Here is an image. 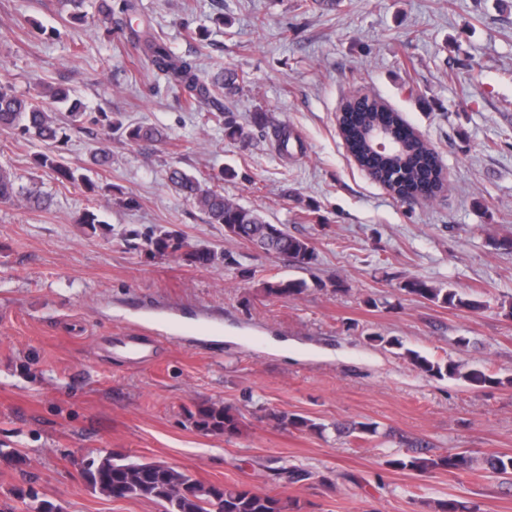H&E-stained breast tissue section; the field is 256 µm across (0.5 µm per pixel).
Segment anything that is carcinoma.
I'll return each mask as SVG.
<instances>
[{"instance_id":"obj_1","label":"carcinoma","mask_w":512,"mask_h":512,"mask_svg":"<svg viewBox=\"0 0 512 512\" xmlns=\"http://www.w3.org/2000/svg\"><path fill=\"white\" fill-rule=\"evenodd\" d=\"M144 55L151 66L164 75L168 84L181 92L185 103L196 106L207 102L216 111V118L224 120V137L230 140L246 136L235 116L224 111L219 95L233 96L245 82V76L233 69L221 71L211 82L200 79L195 60L175 55L162 40L147 37L142 43ZM57 104L67 105L66 123L58 122L54 108ZM397 113L387 111L385 103L374 95H365L362 106L349 111L345 119L348 137L358 141L364 128L385 119L392 124ZM99 128L106 137L112 131H121V136L130 145L156 142L164 138L163 132L149 124L136 123L126 127L112 119V113L88 112L70 91L63 87L43 84L37 94L25 97L17 94L9 81L0 79V129L10 130L24 140H35L45 150L33 157V164L56 174L61 183H68L84 189V193L97 196L101 190L112 191V186H100L88 175L89 169L71 167L63 161L61 145L68 140V130L83 129L85 125ZM378 179L389 188H398L402 193L409 189L422 191L430 186L440 187L441 168L438 159L418 139L409 141L407 149L395 157H365ZM168 181L172 188L192 201L203 212L209 224L224 225L225 233L232 239L250 243L259 241L267 253L282 257L296 266L307 267L315 260V253L309 241L288 233V230L269 223L262 213L253 208L243 207L207 184L206 180L178 168L169 171ZM21 200L31 210H43L47 200L41 193L16 183V177L0 167V202ZM150 253H168L195 265H210L218 259L215 251H203L191 246L186 237L168 232L146 239ZM307 283L300 279L280 278L269 281L265 292L269 296L294 298L302 294ZM410 295L424 298L436 304L464 307L476 310L482 303L467 300L453 290L446 292L435 288L421 279H412L404 284ZM411 364L421 373L431 377L461 378L473 388L493 387L502 380L493 377L480 368L461 372L460 366L452 361L443 364L414 350H406ZM268 416L284 430H313L316 424L310 419L272 410ZM195 426L207 433L233 437L240 431L239 415L226 406L214 404L201 406L190 414ZM387 464L397 470H412L427 473L436 469L448 471L453 476L473 472L480 468L492 475L505 479L512 478V455L502 452L484 453L476 457L468 451L449 450L444 455L423 457L419 455H398ZM93 477L88 485L93 491L114 499L143 498L160 504L163 512H215V500L223 503L222 512H300L298 502L284 500L275 495L258 493L243 486L195 481L194 493L189 497L172 496L174 486L190 479V476L163 462L133 459L118 453H107L92 459ZM435 512H479L475 504L456 499L442 500L434 505Z\"/></svg>"}]
</instances>
